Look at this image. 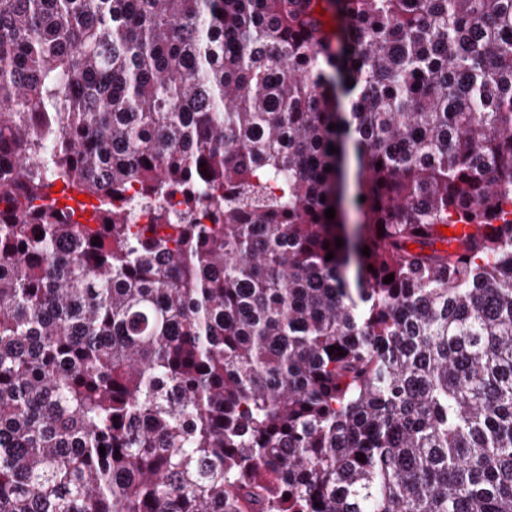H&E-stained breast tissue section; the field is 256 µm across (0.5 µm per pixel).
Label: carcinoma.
I'll list each match as a JSON object with an SVG mask.
<instances>
[{
	"mask_svg": "<svg viewBox=\"0 0 512 512\" xmlns=\"http://www.w3.org/2000/svg\"><path fill=\"white\" fill-rule=\"evenodd\" d=\"M0 512H512V0H0Z\"/></svg>",
	"mask_w": 512,
	"mask_h": 512,
	"instance_id": "1",
	"label": "carcinoma"
}]
</instances>
